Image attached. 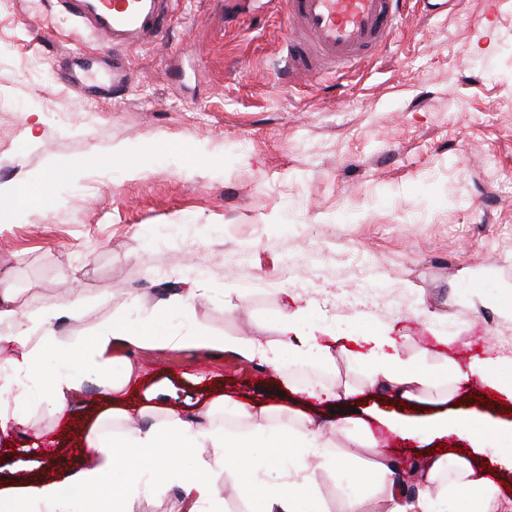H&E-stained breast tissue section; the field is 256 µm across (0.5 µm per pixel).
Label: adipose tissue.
I'll return each instance as SVG.
<instances>
[{"instance_id": "ef3b65f1", "label": "adipose tissue", "mask_w": 512, "mask_h": 512, "mask_svg": "<svg viewBox=\"0 0 512 512\" xmlns=\"http://www.w3.org/2000/svg\"><path fill=\"white\" fill-rule=\"evenodd\" d=\"M54 177L37 181L20 180L0 186V206L25 210L48 209L55 205ZM9 286L0 287V319L12 321L9 335L0 336V349L17 346L20 358L0 365V430L8 426L25 427L27 408L33 391H40L39 405L50 417L62 416L87 387L102 395L124 394L140 379V371L125 362L121 373L107 377L115 343L139 347L153 345L177 349L192 345L200 349L230 350L269 364L288 355L294 363H320L331 359L329 347L300 340L297 312L284 311L279 319L277 344H262L248 337H224L196 334H163L167 304H160L145 320L115 321L101 326L78 346L63 349L53 369L45 367L44 351L30 349L28 341L34 330H42L46 340H53L56 321L73 314L75 306L61 302L48 306L37 318H30L9 305ZM374 345L367 367L374 381L404 398L415 397L419 387L460 383L476 377L498 393L512 400V379L502 378L493 360L472 358L466 365L452 364L449 371L436 373L418 361L402 357L395 340L382 333L373 334ZM113 412L100 417V425L86 437L88 459L82 466L63 472L60 478L25 486L21 491L0 489V512H13L16 502H24L26 512H131V503L171 486L192 501V512L209 505L210 512H221V491L212 479L214 471L232 474L251 503L250 512H300L302 500L312 494L315 471L307 462L317 459L322 465L346 472L352 463L348 457L331 451L320 434V421L308 419L300 428L272 425L270 415L245 412L246 432L217 427L210 411L192 416L165 413L162 419L125 426L119 432L105 431ZM386 428L404 438H414L422 431L460 433L469 436L474 446H481L488 427L476 418L466 425L440 417L428 426L402 425L386 420ZM264 445L265 455H255L257 445ZM427 482L418 486L413 499L398 491V470L386 457H378L367 472L368 478L389 492L386 512H448L451 502L468 496L471 512H507L511 502L502 499L499 487L484 472L475 470L467 459H459L453 471H446L443 460H425ZM276 468L282 471L280 482H267L263 474Z\"/></svg>"}]
</instances>
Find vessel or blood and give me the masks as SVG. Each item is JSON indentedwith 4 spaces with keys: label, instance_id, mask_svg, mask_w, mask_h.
Wrapping results in <instances>:
<instances>
[{
    "label": "vessel or blood",
    "instance_id": "obj_1",
    "mask_svg": "<svg viewBox=\"0 0 512 512\" xmlns=\"http://www.w3.org/2000/svg\"><path fill=\"white\" fill-rule=\"evenodd\" d=\"M92 34L133 46L156 37L174 0H58ZM282 76L355 67L389 45L408 16L401 0H285Z\"/></svg>",
    "mask_w": 512,
    "mask_h": 512
}]
</instances>
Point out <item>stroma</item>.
<instances>
[{
  "instance_id": "1",
  "label": "stroma",
  "mask_w": 512,
  "mask_h": 512,
  "mask_svg": "<svg viewBox=\"0 0 512 512\" xmlns=\"http://www.w3.org/2000/svg\"><path fill=\"white\" fill-rule=\"evenodd\" d=\"M408 9L370 62L291 87L274 75L285 53L274 0H177L158 38L133 48L78 30L56 0H0V184L59 173L53 209L0 211V279L16 305L77 298L79 317L55 327L62 347L151 315L169 282L202 289L171 308L176 335L274 343L281 313L303 309L332 362L242 356L228 373L226 351L119 345L114 356L142 372L127 404L185 414L223 395L296 427L329 421L326 395L346 386L354 424L371 425L388 457L457 447L512 486L496 461L512 448V403L477 380L420 401L388 396L361 360L367 335L385 331L432 371L506 355L499 373L512 377V0ZM112 57L129 81L111 99L60 80H100ZM116 146L139 171L103 165ZM97 402L83 395L67 429L31 404L27 428L0 432V488L56 476ZM382 414H477L492 432L480 453L455 433L402 439ZM329 440L354 470H320L303 512H345L366 494L385 512L359 478L369 454Z\"/></svg>"
}]
</instances>
